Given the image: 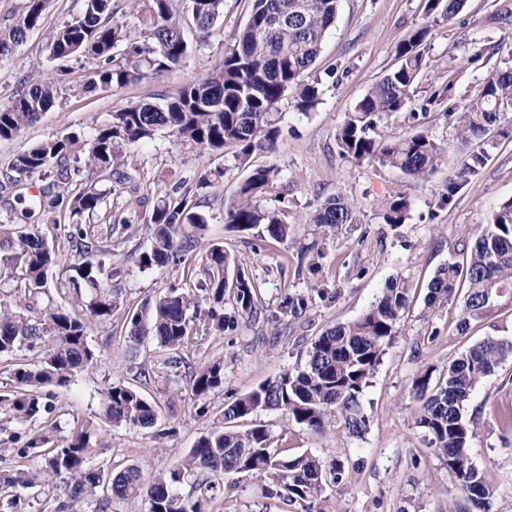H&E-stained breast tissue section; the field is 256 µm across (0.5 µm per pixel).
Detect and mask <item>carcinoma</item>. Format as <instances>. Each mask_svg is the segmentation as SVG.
<instances>
[{"mask_svg": "<svg viewBox=\"0 0 512 512\" xmlns=\"http://www.w3.org/2000/svg\"><path fill=\"white\" fill-rule=\"evenodd\" d=\"M23 24L0 37V56L12 54L29 30L39 26L47 0H27ZM175 0H148L141 24L145 40L119 24L105 25L113 15L112 0H85L82 14L46 36L50 58L65 62L76 54L96 61L94 80L88 90L123 88L148 77H158L180 66L189 52L181 24L173 8ZM339 0H253L251 12L236 43L224 51L222 64L207 76L180 89L162 105L129 104L112 113V120L96 129L88 146L66 134L41 142L11 159L10 169L20 176L39 174L57 163L58 182L48 201L49 210L69 212L73 222L53 225L63 230L80 262L72 265L65 293L86 315L80 317L66 305L48 304L31 316L39 299L47 295L53 269L61 261L48 234L40 230L12 231L0 224V256L11 278L23 288L29 302L14 304L12 293L0 291V360L9 383L0 391V407L12 411L21 430L8 438L4 448L15 465L0 472V505L9 512L22 508L21 492L37 487L44 492L62 490L64 500L51 511L110 512L112 502L122 500L146 508V512H211L212 503L224 494V474H246L255 478L266 498L299 505L302 512H326L324 492L343 481L339 460H321L310 453L289 454L270 442V431L256 425L246 431L231 424L267 411H278L290 424L324 432L330 427L350 435L364 433L368 417L361 395L380 365L386 349L399 333L400 320L409 306L410 289L402 278H393L381 289L376 301L362 315L323 332L308 351L305 365L289 369L251 390L231 396L223 420L198 438L193 448L169 470L150 479L131 464L114 472L92 465L108 447L95 426L84 423L67 436L57 434L53 421L56 407L47 386L65 387L76 375L94 364L95 353L88 336L93 321L112 319L117 304L106 283L118 268L88 257L101 251L95 225L83 219L97 213L112 189L97 187V174L109 170L120 159L119 147L137 145L164 131L201 154L218 152L227 145L239 148L248 158L256 151H271L278 136L274 115L287 94L295 107L307 112L318 103L316 83L304 81L318 59L328 29L333 25ZM201 38L224 15V0H190ZM465 0H428V10L451 21ZM427 30L418 28L396 46L397 65L375 83L356 104L337 130L341 153L358 162L377 163L413 179H425L441 166L446 147L423 133L399 140L371 135L383 117L399 112L411 101V88L427 62L420 49ZM124 45L122 56L114 49ZM54 79L46 77L26 83L12 101L0 107V140H10L57 104ZM512 112V68L497 71L480 94L457 112L448 113L457 126L460 144L481 142L491 129ZM75 164L67 163V158ZM486 152L470 155V162L456 176L459 181L478 174L485 166ZM279 170L260 166L239 188L237 201L224 211L227 228L257 237L285 241L292 233L282 212L253 203L256 194L273 186ZM190 191L169 196L153 206L147 223L152 225L149 249L139 255L141 267H165L185 262L190 238L178 235L185 225L205 229L206 220L188 200ZM410 202L398 195L384 207L383 220L390 225L405 222ZM322 231L337 232L357 223V206L342 196L327 200L308 219ZM474 239L466 263L440 268L429 284L428 304L452 302L460 286L467 288L459 328L482 314L498 293L512 291V201L493 216L489 224L464 226L462 241ZM206 280L201 288H168L143 308L126 311L128 338L133 342L154 340L167 352L165 364L183 362L182 351L202 323L215 333L235 324L236 317L257 314L260 284L244 263H233L223 246L215 244L206 256ZM90 290L83 300L81 287ZM229 303L232 313H224ZM308 306L301 294H289L281 305L283 315L298 318ZM38 352L29 363L13 359L20 347ZM512 356V341L488 337L460 353L448 363L442 379L431 384L433 370L426 368L412 383L419 406L412 409L414 422L423 429L428 447L442 457L458 488L477 512L486 510L491 489L473 464L470 442L478 423L465 419L461 409L476 384L495 373ZM196 413H208L212 393L224 389V360L214 358L195 370L189 380ZM161 405L146 398L123 381L107 388L105 420L129 429L156 426ZM37 457L41 468L34 473L23 460ZM189 481L182 495L175 485Z\"/></svg>", "mask_w": 512, "mask_h": 512, "instance_id": "carcinoma-1", "label": "carcinoma"}]
</instances>
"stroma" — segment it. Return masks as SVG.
<instances>
[{"label": "stroma", "instance_id": "stroma-1", "mask_svg": "<svg viewBox=\"0 0 512 512\" xmlns=\"http://www.w3.org/2000/svg\"><path fill=\"white\" fill-rule=\"evenodd\" d=\"M426 0H341L319 58L311 71L320 101L308 112L295 109L291 97L279 104L275 150L248 159L235 148L199 156L166 133L122 149L121 178L113 179L108 203L91 218L108 226L129 222L122 243L110 260L122 269L109 286L120 309L111 322L95 324L88 341L97 361L69 386L55 388V414L62 433L77 424L97 421L110 384L124 381L148 399L163 402L159 426L174 427L159 439L154 429L131 430L102 425L109 447L96 463L102 467L139 466L144 477L167 469L184 457L197 439L220 417L228 394L243 393L280 373L305 364L314 340L328 328L360 316L391 278L410 287L409 307L400 333L387 349L362 396L368 417L359 436L316 433L284 425L276 412L257 416L275 447L310 452L345 465L341 484L328 488L330 512H468L470 505L456 490L444 459L428 448L408 408L414 405L412 383L428 365L445 368L473 344L488 338L512 340V295L494 297L485 312L460 328V301L427 306L428 285L436 271L465 262L459 244L463 225L489 223L512 201V136L491 130L482 172L456 188L449 179L461 169L466 153L449 121V111L471 101L497 71L512 67V0H467L454 20L428 12ZM252 0H224V15L207 38H200L189 12V0L176 8L190 44L182 66L157 78L112 91L85 90L93 60L75 57L65 75H57L46 35L53 27L78 17L84 0H47L39 27L12 55L0 57V107L31 79L58 76L55 107L18 136L0 141V215L11 217L24 231L43 228L48 217L39 205L50 177L17 179L9 162L32 145L62 134L92 139L116 110L131 103L158 102L218 67L246 22ZM427 27L422 45L427 66L413 89L412 102L378 122L377 137L397 139L424 133L447 145L439 170L427 179H412L374 163H359L340 154L336 131L368 89L395 67L396 45L418 27ZM273 164L280 171L274 186L258 197L264 208H278L295 230L290 240L256 243L253 233L224 227V208L237 198L251 170ZM210 184L198 188L200 176ZM195 189L197 211L207 222L195 232V246L185 264L142 268L138 255L149 244L146 219L157 199L174 188ZM412 202L404 224L390 227L383 207L396 195ZM342 195L358 207L357 223L338 233H323L308 217L328 199ZM223 245L229 259L245 262L261 284L256 317L238 319L224 334L198 330L177 369L165 367L156 344L131 347L125 336L124 312L170 287L197 288L205 280L204 258L212 245ZM321 288L305 314L289 322L279 316L286 294ZM224 360V387L213 393L207 416H198L187 393L189 372L212 358ZM512 410V356L494 375L482 379L464 404L465 416H478L470 443L475 465L493 490L490 512H512V431L503 430L498 414ZM224 504L219 512H285L275 499L263 498L256 480L245 474L224 478Z\"/></svg>", "mask_w": 512, "mask_h": 512}]
</instances>
